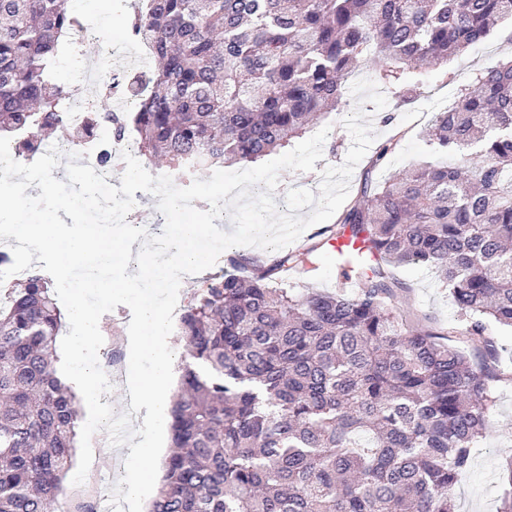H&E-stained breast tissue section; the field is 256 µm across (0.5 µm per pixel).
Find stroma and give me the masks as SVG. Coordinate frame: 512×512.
Listing matches in <instances>:
<instances>
[{"mask_svg": "<svg viewBox=\"0 0 512 512\" xmlns=\"http://www.w3.org/2000/svg\"><path fill=\"white\" fill-rule=\"evenodd\" d=\"M512 59V22L503 21L483 42L470 46L462 56L450 59L447 65L422 71L418 86L411 98L398 100L389 98L384 111H376L373 104H357L348 99L338 111L326 114L320 124L311 125V132L320 126H328L329 141L338 145L337 150H324L321 160L316 161L311 172L282 171L274 200L279 211H286L285 193L291 188L318 190L320 172L328 166L342 165L352 144L349 132L342 121L355 108H362L376 134L375 144L397 140L396 149L377 167L369 159H362L356 166L349 188V199L360 194L363 175H370L374 182L382 183L403 173L412 164L423 160L428 151L426 132L436 113L448 110L461 89L471 86L480 70L491 61ZM392 114V124H384V114ZM336 219L309 227L299 239L291 243V250L314 248L313 270L290 279L289 287L302 289L311 285L332 291L343 278L346 265L337 263L325 242L326 233L337 230ZM396 275L410 287L409 292L398 294L394 305L403 311L408 321L429 322L430 325L453 328L460 323V314L446 288L439 282L434 268L421 264L400 267ZM490 333L507 359L505 377L491 383L494 404L488 415V430L472 454L469 467L462 472L453 488L455 512H498L501 506L500 476L508 461L512 460V329L490 325ZM127 477L122 467L121 450L113 448L108 464L92 463L82 493L96 498L101 507H111L119 500L120 485Z\"/></svg>", "mask_w": 512, "mask_h": 512, "instance_id": "1", "label": "stroma"}]
</instances>
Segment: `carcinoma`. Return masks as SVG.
Returning <instances> with one entry per match:
<instances>
[{"instance_id":"1","label":"carcinoma","mask_w":512,"mask_h":512,"mask_svg":"<svg viewBox=\"0 0 512 512\" xmlns=\"http://www.w3.org/2000/svg\"><path fill=\"white\" fill-rule=\"evenodd\" d=\"M505 19L512 0H134L130 33L156 61L122 76L136 111L89 113L69 145L109 124L184 174L253 163L339 109L360 64L403 99ZM83 28L65 0H0V137L16 156L71 126L54 67ZM428 142L455 161L366 178L339 218L381 259L357 294L278 286L312 248L232 256L193 293L148 512H454L493 405L487 326L512 328V60L437 113ZM403 264L437 269L479 365L399 318ZM62 324L44 272L0 283V512H56L68 497L79 407L55 369ZM502 482L512 512V461Z\"/></svg>"}]
</instances>
